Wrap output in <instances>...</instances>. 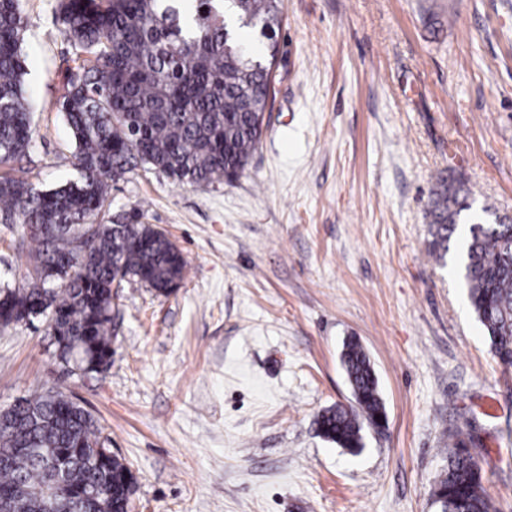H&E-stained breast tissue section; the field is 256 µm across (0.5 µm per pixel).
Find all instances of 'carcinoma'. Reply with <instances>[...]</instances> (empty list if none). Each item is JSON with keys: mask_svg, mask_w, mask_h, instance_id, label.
Returning <instances> with one entry per match:
<instances>
[{"mask_svg": "<svg viewBox=\"0 0 512 512\" xmlns=\"http://www.w3.org/2000/svg\"><path fill=\"white\" fill-rule=\"evenodd\" d=\"M62 33L83 61L64 77L61 111L76 146L79 177L41 191L15 175L33 142L24 86V18L19 0H0V223L18 224L37 244L22 283L0 281V327L40 312L54 363L68 375L112 366L117 282L167 296L186 260L160 229L103 219L110 183L137 170L197 186L234 180L263 133L279 55L282 0H60ZM264 38L249 57L251 33ZM462 182L434 192V253L448 251L463 212ZM463 253L468 299L498 360L512 366V220L469 215ZM341 366L355 405L316 420L318 433L352 453L364 426L386 411L370 357L343 344ZM108 437L92 414L58 391L26 398L0 417V512H128L130 468L105 456ZM457 439L436 483L440 512H492L481 471Z\"/></svg>", "mask_w": 512, "mask_h": 512, "instance_id": "carcinoma-1", "label": "carcinoma"}]
</instances>
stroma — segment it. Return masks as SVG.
Segmentation results:
<instances>
[{"label":"stroma","instance_id":"stroma-1","mask_svg":"<svg viewBox=\"0 0 512 512\" xmlns=\"http://www.w3.org/2000/svg\"><path fill=\"white\" fill-rule=\"evenodd\" d=\"M273 101L233 181L138 172L111 191L182 252L162 296L119 289L112 367L62 374L51 338L0 330V408L47 389L86 406L135 477L130 512H435L456 430L496 512H512V367L492 353L456 247L430 208L463 181L485 223L512 215V0H283ZM58 0H21L37 130L27 178L78 177L58 110L71 48ZM0 224V274L34 254ZM356 337L387 414L351 454L315 421L353 405Z\"/></svg>","mask_w":512,"mask_h":512}]
</instances>
